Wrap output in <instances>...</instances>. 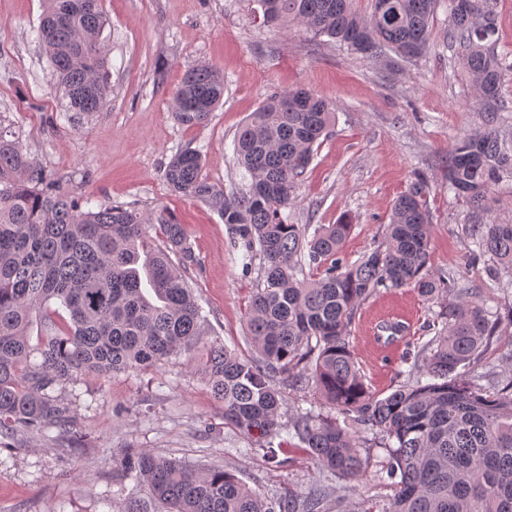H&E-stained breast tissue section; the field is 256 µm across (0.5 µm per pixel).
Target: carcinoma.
Listing matches in <instances>:
<instances>
[{
	"mask_svg": "<svg viewBox=\"0 0 512 512\" xmlns=\"http://www.w3.org/2000/svg\"><path fill=\"white\" fill-rule=\"evenodd\" d=\"M37 39L69 110L106 112L112 102L100 0H44ZM263 23L303 26L369 55L405 59L427 49L439 0H373L364 17L353 0H254ZM493 0H448L449 39L487 117L460 137L446 159L448 190L481 208L512 181V130L494 125L505 63L495 52ZM224 98V74L209 63L187 69L172 95L178 124L200 126ZM335 124V105L304 88L272 94L240 126L234 155L248 191L226 194L202 173L196 150L175 155L164 180L209 205L242 249L260 260L261 285L246 314L254 354L222 343L205 347L202 370L224 403V426L257 437L277 467L276 438L286 427L324 470L342 480L366 476L361 448L386 452L380 479L393 491L382 512H512V381L478 387L482 358L512 328L492 318L480 289L427 272L431 216L419 178L393 204L383 242L360 260L339 257L352 224L342 218L306 238L283 210ZM164 248L145 235L152 218L124 205H92L63 190L56 173L26 152L20 131L0 124V445L20 432L52 439L72 424L55 387L85 373L156 367L199 343L202 315L180 269L194 254L184 225L159 216ZM475 250L502 292L512 288V222L469 225ZM322 269L305 277V266ZM414 286L439 300L435 335L418 351L407 379L381 398L363 383L349 327L380 289ZM39 321L41 341L30 343ZM310 388L329 411H307L287 425L276 380ZM369 431L366 438L361 431ZM125 479L148 486L152 512H323L326 490L268 497L217 466L133 449L118 459Z\"/></svg>",
	"mask_w": 512,
	"mask_h": 512,
	"instance_id": "obj_1",
	"label": "carcinoma"
}]
</instances>
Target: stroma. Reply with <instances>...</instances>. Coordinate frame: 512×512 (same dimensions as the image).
<instances>
[{
  "instance_id": "35a3bbf8",
  "label": "stroma",
  "mask_w": 512,
  "mask_h": 512,
  "mask_svg": "<svg viewBox=\"0 0 512 512\" xmlns=\"http://www.w3.org/2000/svg\"><path fill=\"white\" fill-rule=\"evenodd\" d=\"M108 24L111 109L69 111L50 84V66L36 41L42 0H0V122L20 128L23 144L65 187L98 202L172 215L184 224L196 265L183 275L205 318L201 343L157 368L90 374L56 386L75 414L55 441L23 434L0 447V512H124L128 498L149 502L147 486L116 480L113 459L134 448L191 464L219 465L269 496L306 494L318 482L329 493L326 512H345L367 499L379 512L390 489L380 482L386 453L363 449L367 476L358 486L324 478L299 440L280 442L290 463L269 464L256 442L224 425L200 363L206 343L218 341L241 356L252 353L245 311L260 284L216 211L170 191L163 170L185 149L198 150L203 173L225 192L245 185L233 140L241 124L275 90L296 86L332 99L336 122L319 147L294 202L290 223L310 228L350 217L341 257L354 262L381 243L397 197L417 176L429 185L433 216L428 269L438 277L486 280L469 259L468 226L512 221V182L492 192L487 211L449 193L445 158L459 136L483 126L463 70L447 44L448 2L430 23L426 53L413 61L389 52L368 57L304 28L277 32L253 11L252 0H102ZM496 50L510 62L501 77L499 122L512 126V0H496ZM208 62L224 73V104L197 127L172 118L173 91L186 69ZM440 307L414 287L381 291L358 310L350 328L361 375L385 396L404 382L403 358L434 334ZM392 317L410 322L407 341L381 357L370 331Z\"/></svg>"
}]
</instances>
